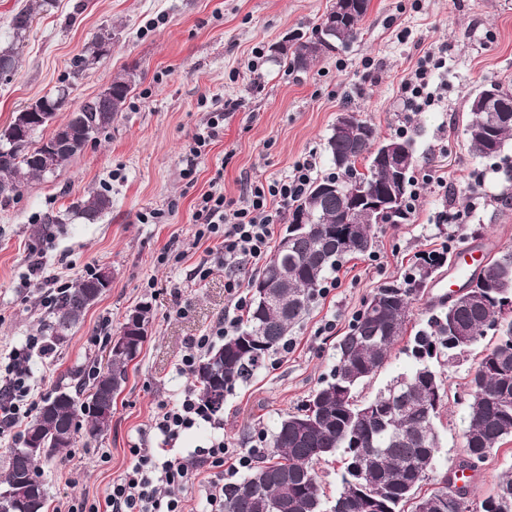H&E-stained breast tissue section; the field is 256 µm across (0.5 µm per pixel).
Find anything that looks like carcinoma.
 I'll use <instances>...</instances> for the list:
<instances>
[{"label": "carcinoma", "instance_id": "obj_1", "mask_svg": "<svg viewBox=\"0 0 512 512\" xmlns=\"http://www.w3.org/2000/svg\"><path fill=\"white\" fill-rule=\"evenodd\" d=\"M360 9L336 28L329 40H317L307 46L299 43L294 51L280 48L276 54L292 55L290 64L307 68L322 55L346 47L357 38L358 23L366 16L369 0H360ZM32 23V12L22 9L10 21L11 42L0 44V72L11 73L19 58V46ZM112 39L109 32L92 43L88 54L77 63L79 70L89 68L100 57L99 44ZM112 93L101 103L83 100L77 111L87 124L76 129L74 143L61 155L66 168L91 142L111 126L123 111L133 91L131 77L117 76L109 82ZM498 98L492 110L469 102L465 128L469 148L482 158L501 154L512 139V87L495 84ZM73 84L62 83L43 100L54 110L68 103ZM364 134L358 140L331 129L326 149L334 171L309 184L296 201L291 217L302 215L305 223L316 227L310 234L292 238L288 261L272 256L262 273L249 282H260L284 270L288 277L278 288V303L266 308L252 294L245 325L237 334L212 347L197 366L194 377L199 395L212 411L224 407V397L237 382H245L262 368L268 357L283 343L288 332L309 311L327 275L352 254H366L374 246L372 218L359 214L355 230L359 247L343 250L336 232L346 224V198L336 191L319 192L324 185L357 191L362 186L387 180V172L370 164V147L378 140L375 127L354 118ZM45 139L35 136L15 141V129L0 130V203L18 195L27 178H40L38 156ZM367 162L366 171L356 164ZM416 158L406 165V190L396 218L409 216L411 172ZM112 206L110 197L90 192L70 207L78 218L95 222ZM451 252H429L416 257L411 273L375 290L371 298L388 294L392 302L379 310L363 308L337 342V359L329 378L313 391L301 409L283 416L272 431L268 444L270 459L262 461L241 480L224 484V512H501V501L512 500V471L499 476L496 486L479 498L467 481L462 488H451L448 473L437 468L441 437L436 426L448 401L445 377L438 367L468 352L487 332L512 336V250L496 252L486 265L469 274L465 281L479 293L476 302L461 305L439 301L430 309L424 325L407 342L405 351L412 365L398 374L373 397L362 396V388L381 371L390 359L391 349L402 338L411 316L412 301L425 292L431 276L450 262ZM97 274L80 278L65 288L49 308L42 326L51 344H57L95 303ZM462 326L471 342L453 343L448 325ZM143 344L124 351H109L107 370L71 372V382L57 386L37 408L27 424L20 446L9 449L0 474V512H44L48 490L39 472L49 461L73 445L79 432L77 418L82 410L81 396L91 390L86 433L96 437L108 430L112 417L97 413L98 398L116 403L128 368L139 356ZM466 389L472 397L466 407V425L462 432L463 455L457 467L468 459L485 462L512 438V348L495 343L486 350L469 374ZM38 432L50 444L47 455L33 456L26 451L31 433ZM341 458L340 488L326 501L318 482V466L334 456ZM433 488L422 492L423 486Z\"/></svg>", "mask_w": 512, "mask_h": 512}]
</instances>
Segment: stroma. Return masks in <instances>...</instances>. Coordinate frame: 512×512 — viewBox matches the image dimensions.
<instances>
[{
  "label": "stroma",
  "mask_w": 512,
  "mask_h": 512,
  "mask_svg": "<svg viewBox=\"0 0 512 512\" xmlns=\"http://www.w3.org/2000/svg\"><path fill=\"white\" fill-rule=\"evenodd\" d=\"M333 0H0V42L9 22L31 9L33 22L10 81L0 80V127L14 112L74 82V107L113 77L136 70L131 97L111 128L53 177L26 181L20 195L0 203V367L12 349L38 335L57 286L101 269L112 288L86 312L66 341L48 355L34 354L31 384L37 398L67 382L70 372L102 355L127 316L150 308L140 356L101 436L78 433L69 464L43 463L47 512L61 500L102 503L113 481L132 462L135 448L160 443L151 420L161 404L177 399L186 381L176 364L192 337L207 334L231 306L224 271L195 277L215 240L196 241L195 205L220 181L232 207L250 185L284 179L294 164L315 155V177L332 172L326 139L343 110L358 112L380 137L399 134V90L427 51L441 53L435 71L438 107L414 114L417 158L412 182L416 210L409 220L372 228V256L353 255L340 266V284L316 298L289 334L294 347L280 363L265 365L224 399L217 424L199 422L177 440L180 457L208 446L217 435L251 448L278 419L296 411L336 363L338 335L348 331L365 300L385 282L408 273L421 251L495 252L512 248V141L501 157L480 158L465 135L468 103L483 85L512 80V0H370L350 46L297 70L273 60L288 37H311ZM112 50L79 78L75 61L102 29ZM224 129L186 175L194 133L212 111ZM445 177L441 191L425 175ZM91 191L110 196L111 209L95 223L71 217L72 203ZM472 209L466 224H442L443 211ZM336 333L320 334L327 319ZM465 407L449 401L437 426L439 469L462 455Z\"/></svg>",
  "instance_id": "35a3bbf8"
}]
</instances>
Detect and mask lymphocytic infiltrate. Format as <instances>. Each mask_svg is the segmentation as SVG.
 Returning <instances> with one entry per match:
<instances>
[{
  "instance_id": "lymphocytic-infiltrate-1",
  "label": "lymphocytic infiltrate",
  "mask_w": 512,
  "mask_h": 512,
  "mask_svg": "<svg viewBox=\"0 0 512 512\" xmlns=\"http://www.w3.org/2000/svg\"><path fill=\"white\" fill-rule=\"evenodd\" d=\"M438 65L434 55H426L403 82L404 111L423 112L440 103V94L432 88V71ZM315 169V156H307L294 165L285 179L266 186H253L244 205L235 209L229 208L221 188L214 186L202 194L195 211L198 226L195 237L199 240L220 238L221 245L213 259L224 268V288L234 306L215 322L208 334L189 341L179 363L181 376H193L197 364L215 341L237 332L242 323L241 313L247 305L242 276L247 269L267 261L274 224L284 209L304 193ZM29 362L28 350H18L6 368L7 390L0 392L1 437L11 434L13 428L36 409L35 402L28 399ZM211 418L199 395L188 387L178 399L160 406L152 419V427L169 443L193 428L197 421ZM132 454L133 464L113 483L104 507L93 506L88 512H184L181 493L195 484L204 468L214 472L204 487L206 512H224L223 466H230L235 473L250 469L261 451L257 448L240 451L217 437L210 446L196 449L187 458L163 457L150 448H136Z\"/></svg>"
}]
</instances>
